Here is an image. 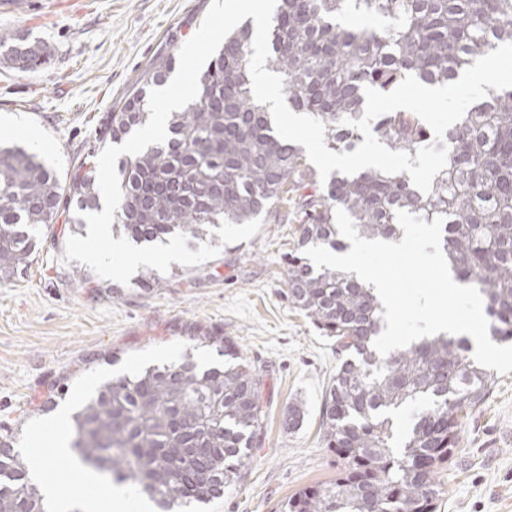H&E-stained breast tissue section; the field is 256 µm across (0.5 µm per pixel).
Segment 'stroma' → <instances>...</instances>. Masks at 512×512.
Returning <instances> with one entry per match:
<instances>
[{"label":"stroma","instance_id":"35a3bbf8","mask_svg":"<svg viewBox=\"0 0 512 512\" xmlns=\"http://www.w3.org/2000/svg\"><path fill=\"white\" fill-rule=\"evenodd\" d=\"M211 0H11L0 34L39 41L44 65L19 72L0 65V139L35 150L59 177L111 146L104 133L145 67L179 53ZM300 214L278 204L250 240L222 247L199 266L171 263L163 287L140 288L93 277L77 287L78 261H65L73 231L64 218L37 233L25 269L0 279V428L28 452L56 411L74 413L82 396L135 369L191 355L223 363L196 332L234 340L263 379L262 441L236 487L205 512H275L308 485L333 481L339 468L320 432L322 398L336 373V347L289 306L284 253ZM56 411L42 412L49 394ZM302 427L284 431L293 402ZM438 512H512V372L496 375L471 410L460 445L439 473Z\"/></svg>","mask_w":512,"mask_h":512}]
</instances>
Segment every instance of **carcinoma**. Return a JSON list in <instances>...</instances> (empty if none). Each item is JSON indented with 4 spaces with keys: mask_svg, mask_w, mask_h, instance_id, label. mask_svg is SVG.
Wrapping results in <instances>:
<instances>
[{
    "mask_svg": "<svg viewBox=\"0 0 512 512\" xmlns=\"http://www.w3.org/2000/svg\"><path fill=\"white\" fill-rule=\"evenodd\" d=\"M384 21L357 28L350 18ZM253 28L231 32L199 76L195 100L171 113L161 144L117 161L122 199L113 229L137 246L165 244L183 233L194 246L213 241L221 221L269 214L280 202L299 205L298 238L288 253V303L303 311L343 355L323 396L326 447L342 467L336 480L306 487L278 512H437V469L458 447L468 412L485 400L494 376L470 357L465 337L426 336L384 356L373 342L382 307L357 277L313 267L303 250L347 248L335 223L344 210L366 239L397 242V212L427 223L443 219L441 249L452 278L480 291L489 335L512 341V88L487 90L444 135L445 168L427 193L405 172L366 169L332 173L317 195L292 194L317 182L303 149L281 139L271 113L252 96L248 70ZM512 42V0H278L269 34L267 70L284 80L288 107L326 126L331 151L363 140L342 124L358 120L364 88L389 92L411 74L427 86L457 81L477 58ZM46 47L0 36V60L27 72ZM176 67L172 54L152 60L131 92L112 108V142L149 118L148 99ZM376 138L392 151L415 152L434 135L407 110L377 117ZM102 209L96 169L83 160L62 182L37 155L0 142V268L23 270L34 230L83 224ZM201 343L224 344V368L184 357L104 383L84 400L70 425L79 464L130 483L159 512L220 499L235 486L259 442L262 380L229 337L210 332ZM420 408L402 434L390 412ZM303 404L288 406L284 429L298 430ZM47 512L19 453H0V512Z\"/></svg>",
    "mask_w": 512,
    "mask_h": 512,
    "instance_id": "obj_1",
    "label": "carcinoma"
}]
</instances>
